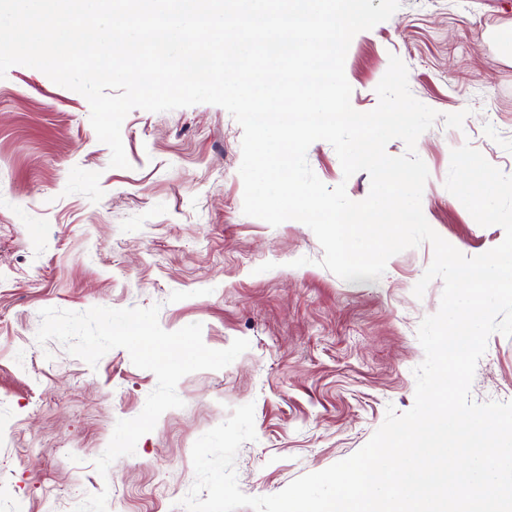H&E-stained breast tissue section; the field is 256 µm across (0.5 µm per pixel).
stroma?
<instances>
[{"label": "stroma", "mask_w": 512, "mask_h": 512, "mask_svg": "<svg viewBox=\"0 0 512 512\" xmlns=\"http://www.w3.org/2000/svg\"><path fill=\"white\" fill-rule=\"evenodd\" d=\"M393 55L438 114L416 143L429 170L423 214L461 253L482 254L503 229L480 226L444 183L465 144L512 176V0H401L351 41L355 110L377 106ZM242 136L218 105L135 109L121 128L130 166L113 168L83 95L24 65L0 79V512H185L194 442L250 402L256 438L238 451V485L273 495L358 451L387 408L413 406L417 331L443 290L437 278L413 294L431 245L391 257L380 279L342 280L321 266L308 226L243 214ZM307 160L328 187L368 196V173L344 177L330 143H312ZM155 304L166 331L199 323L210 348L250 347L184 376L183 407L102 476L95 459L157 378L122 348L92 367L57 341L38 343L39 312ZM471 395L512 401V338L489 337Z\"/></svg>", "instance_id": "stroma-1"}]
</instances>
